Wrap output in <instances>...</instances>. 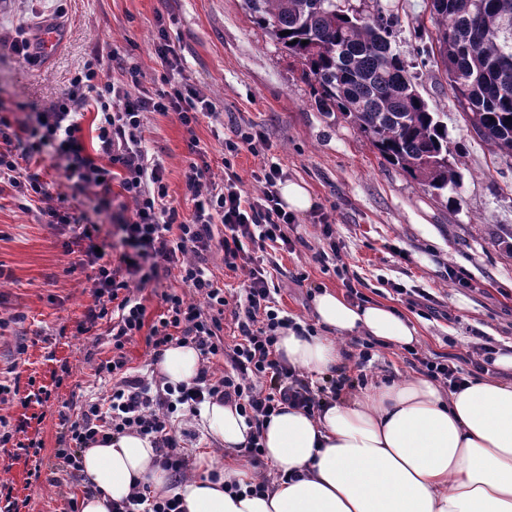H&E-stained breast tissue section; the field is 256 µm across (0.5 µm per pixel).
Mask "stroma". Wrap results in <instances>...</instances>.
Masks as SVG:
<instances>
[{"instance_id": "stroma-1", "label": "stroma", "mask_w": 512, "mask_h": 512, "mask_svg": "<svg viewBox=\"0 0 512 512\" xmlns=\"http://www.w3.org/2000/svg\"><path fill=\"white\" fill-rule=\"evenodd\" d=\"M400 24L392 48L412 61L434 35L428 0H381ZM46 24L63 29L55 55L30 64L0 47V104L46 106L67 88L71 77L99 52L111 74L112 51L140 71L141 86L153 92L164 72L155 55L160 35H168L182 58L185 76L209 95L214 117L202 118L196 132L212 166L224 154L214 132L245 120L262 128L260 155L241 152L234 164L245 190H254V171L278 164L287 180L304 182L327 212L343 246V274L323 273L315 252L325 247L310 214L296 217L294 252L281 253L273 279L279 306L303 325H314L313 300L319 289L344 292L355 281L370 302L389 306L420 328L417 349L425 354L464 356L474 348L512 344V160L495 156L464 121L440 68L419 75V89L462 151V182L451 203L383 163L370 141L340 113L321 112L301 66L254 23L244 0H0V38L15 39ZM144 137L165 170L171 200L181 214L193 204L185 194L190 160L186 134L174 113H148ZM8 184H0V374L13 373L18 395L0 403L10 423L31 418L29 437L43 443L39 456H16L0 447V477L26 503L22 512H66L81 497L83 481L62 467L55 452L62 431L59 413L76 414L84 399L102 396L106 385L97 365L112 355L108 321L90 333L76 326L93 297L85 272L71 267L63 244L71 229H54L20 206ZM466 268L467 288L452 286L449 266ZM306 281L297 282V273ZM412 289L429 293L436 314L426 319L409 303ZM365 371L369 380L412 374L406 353L375 347ZM52 391L50 405L22 406L31 387ZM54 470L59 486L32 481L34 465Z\"/></svg>"}]
</instances>
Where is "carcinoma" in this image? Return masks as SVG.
Returning a JSON list of instances; mask_svg holds the SVG:
<instances>
[{
  "label": "carcinoma",
  "instance_id": "cac0c4a2",
  "mask_svg": "<svg viewBox=\"0 0 512 512\" xmlns=\"http://www.w3.org/2000/svg\"><path fill=\"white\" fill-rule=\"evenodd\" d=\"M244 2L302 65L322 111L350 119L387 164L432 195L457 191L460 152L392 50L398 17L380 0L360 10L342 9L336 0ZM430 2L436 48L419 49L421 65L439 56L468 125L493 154L512 158V40L502 36L512 27V0Z\"/></svg>",
  "mask_w": 512,
  "mask_h": 512
}]
</instances>
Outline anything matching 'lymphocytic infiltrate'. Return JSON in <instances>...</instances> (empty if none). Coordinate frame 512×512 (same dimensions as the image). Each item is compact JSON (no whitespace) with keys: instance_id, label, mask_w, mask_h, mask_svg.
Here are the masks:
<instances>
[{"instance_id":"f902f5d3","label":"lymphocytic infiltrate","mask_w":512,"mask_h":512,"mask_svg":"<svg viewBox=\"0 0 512 512\" xmlns=\"http://www.w3.org/2000/svg\"><path fill=\"white\" fill-rule=\"evenodd\" d=\"M116 67L120 78L104 75L99 55H91L70 89L48 106L33 108L23 119L12 110L0 111V183L16 188L25 210L36 212L41 223L72 228L74 236L64 247L77 254L76 264L85 269L94 298L78 333H90L99 320L111 321L112 356L97 370L110 373L112 385L105 402H87L74 417L61 415L64 433L57 457L75 470L83 448L133 433L150 441L159 463L180 481L188 475L181 449L196 434L175 425L197 415L205 400L236 402L259 426L280 405L312 409L340 386L312 389L276 355L280 330L294 321L275 304L270 268L275 252L294 251L288 229L296 218L282 205L279 165H262L253 175L257 188L249 192L231 162L241 151L254 153L265 145L262 130L234 127L225 141L231 159L223 176H216L196 134L201 117L213 114L209 96L190 81L172 78L150 94L140 90L136 68L121 61ZM88 112L94 115L92 150L85 145L81 123ZM149 112L174 113L187 134L195 157L185 182L193 203L190 216H182L170 202L164 169L146 146L142 132ZM46 160L76 191L97 190V213L115 212L123 245L118 257L99 251L101 224L71 213L64 197L53 196L35 173V165ZM216 253L225 268L245 277L244 293L236 301L225 297L209 268ZM171 274L178 276L183 292H163L165 312L146 323L141 291ZM228 317L238 329L230 344L224 340ZM138 335L155 362L171 346H194L201 356L198 375L190 383L172 385L156 375L134 373L125 347ZM491 353V348H477L466 373L450 357L419 353L415 359L427 377L457 388L489 373ZM217 359L228 363L224 373L214 372Z\"/></svg>"}]
</instances>
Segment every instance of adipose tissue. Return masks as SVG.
Wrapping results in <instances>:
<instances>
[{"instance_id": "obj_1", "label": "adipose tissue", "mask_w": 512, "mask_h": 512, "mask_svg": "<svg viewBox=\"0 0 512 512\" xmlns=\"http://www.w3.org/2000/svg\"><path fill=\"white\" fill-rule=\"evenodd\" d=\"M319 333L286 329L277 351L314 377L343 366L341 340L367 336L395 348L414 345L418 326L391 308L354 305L325 291L314 299ZM498 374L448 390L419 375L378 381L310 412L289 405L255 429L239 409L205 402L200 424L223 465L198 455L204 477L171 485L149 440L127 434L81 454L93 493L80 512H111L135 488L177 494L184 512H512V351L494 355ZM201 357L190 345L169 347L156 370L166 381L191 382ZM260 432L262 466L243 457Z\"/></svg>"}]
</instances>
